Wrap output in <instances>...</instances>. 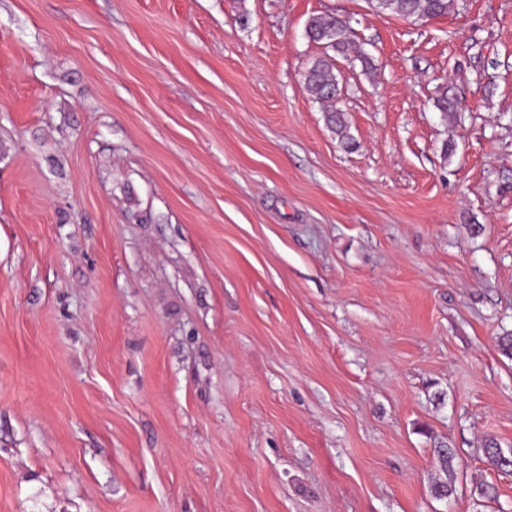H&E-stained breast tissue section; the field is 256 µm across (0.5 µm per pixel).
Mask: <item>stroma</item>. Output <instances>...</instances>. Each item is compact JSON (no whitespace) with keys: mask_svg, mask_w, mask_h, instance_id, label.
Segmentation results:
<instances>
[{"mask_svg":"<svg viewBox=\"0 0 512 512\" xmlns=\"http://www.w3.org/2000/svg\"><path fill=\"white\" fill-rule=\"evenodd\" d=\"M506 334L512 0H0V512H512ZM380 12L401 15L407 19L421 20L447 15L454 11L457 0H369ZM310 40L324 46L327 50L345 55L354 43L353 31L345 20L331 13L312 16L306 26ZM333 70L334 63L327 51L323 56L314 58L307 67L305 81L308 91L322 102L334 101L335 92L336 98L339 95Z\"/></svg>","mask_w":512,"mask_h":512,"instance_id":"stroma-1","label":"stroma"}]
</instances>
